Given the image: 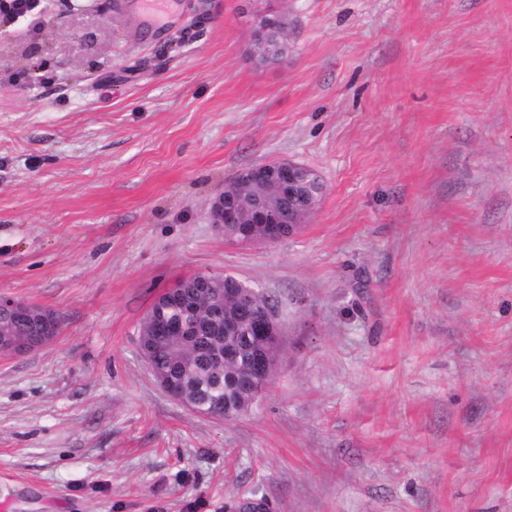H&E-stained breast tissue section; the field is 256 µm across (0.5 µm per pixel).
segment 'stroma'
<instances>
[{
    "instance_id": "35a3bbf8",
    "label": "stroma",
    "mask_w": 512,
    "mask_h": 512,
    "mask_svg": "<svg viewBox=\"0 0 512 512\" xmlns=\"http://www.w3.org/2000/svg\"><path fill=\"white\" fill-rule=\"evenodd\" d=\"M46 0L0 25V295L59 333L0 354V512H512V0ZM288 54L249 55L257 11ZM290 159L295 235L211 200ZM197 273L279 302L232 421L155 382L138 326ZM288 28L289 21L287 14H277L271 16H260L257 21V29L255 31V40L253 44L252 55L254 59L260 58L259 54H264L269 50L268 45L265 43L266 34L269 30L275 29L282 48L280 49L281 55L288 48ZM302 177L303 165L291 160L265 162L243 168L224 185V191L211 200L208 211L210 223L219 227L224 232V238L228 240L266 245L276 243L283 236L282 224L293 225L294 234L317 209V202L312 198L306 199L295 195ZM228 183L272 184L280 191H288L291 204L288 205V211H283L282 208L279 211L260 202L245 207L236 195L226 190ZM241 224L242 231L247 236L257 234L259 224L261 232L248 241L237 239Z\"/></svg>"
}]
</instances>
